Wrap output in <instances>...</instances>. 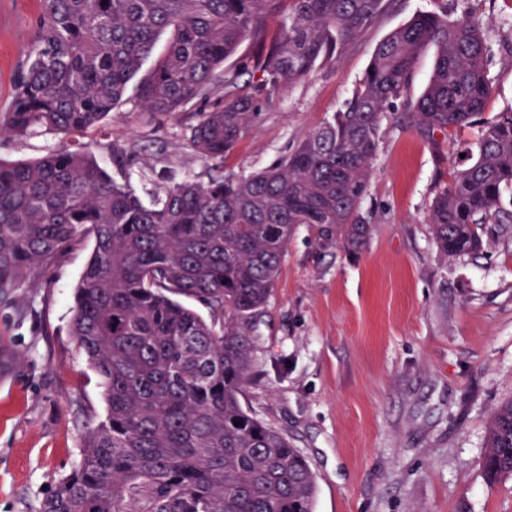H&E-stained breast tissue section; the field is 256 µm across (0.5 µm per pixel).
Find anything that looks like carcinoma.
<instances>
[{
    "instance_id": "cac0c4a2",
    "label": "carcinoma",
    "mask_w": 512,
    "mask_h": 512,
    "mask_svg": "<svg viewBox=\"0 0 512 512\" xmlns=\"http://www.w3.org/2000/svg\"><path fill=\"white\" fill-rule=\"evenodd\" d=\"M41 0L36 40L22 67L0 138L45 128L99 130L144 63L143 110L170 118L217 98L189 127L188 146L224 164L258 115V102L317 63L332 60L387 0ZM168 35L163 51L157 42ZM256 47L259 82L224 68L239 45ZM432 69L402 117L433 146L484 112L492 94L488 47L472 18L422 12L376 47L344 109L277 164L206 183L166 177L145 203L74 140L31 162L0 160V304L46 272L84 235L95 245L75 290L71 334L101 379L107 415L86 435L78 465L40 512H314L316 481L288 438L242 404L253 376V329L301 227L320 250L362 253L381 122L394 111L420 54ZM134 149L112 147L129 165ZM512 190V109L490 122L477 150L430 205L428 223L446 257L486 245L482 226L512 230L502 207ZM190 299L206 306L204 318ZM484 470L512 475V401L488 426Z\"/></svg>"
}]
</instances>
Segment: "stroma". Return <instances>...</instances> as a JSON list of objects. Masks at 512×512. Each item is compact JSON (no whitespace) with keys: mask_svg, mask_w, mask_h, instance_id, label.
<instances>
[{"mask_svg":"<svg viewBox=\"0 0 512 512\" xmlns=\"http://www.w3.org/2000/svg\"><path fill=\"white\" fill-rule=\"evenodd\" d=\"M40 9V0H0V111L15 96ZM419 11L481 22L493 81L485 111L435 147L402 127L397 114L412 111L431 71L433 53L423 52L382 123L362 203L367 248L355 259L339 247L321 252L299 229L254 332L243 404L308 460L314 512H512V476L492 483L482 466L490 417L512 401V236L485 225V251L451 259L427 222L462 154L512 108V0H392L341 57L261 101L257 123L220 168L187 144L203 103L160 124L134 86L105 129L82 137L115 178L113 145L134 148L126 171L142 196L170 174L205 182L267 168L343 109L376 46ZM63 142L43 129L0 139V159L33 161ZM93 247L81 239L0 307V337L20 355L0 376V512H39L105 417L100 379L70 332Z\"/></svg>","mask_w":512,"mask_h":512,"instance_id":"1","label":"stroma"}]
</instances>
